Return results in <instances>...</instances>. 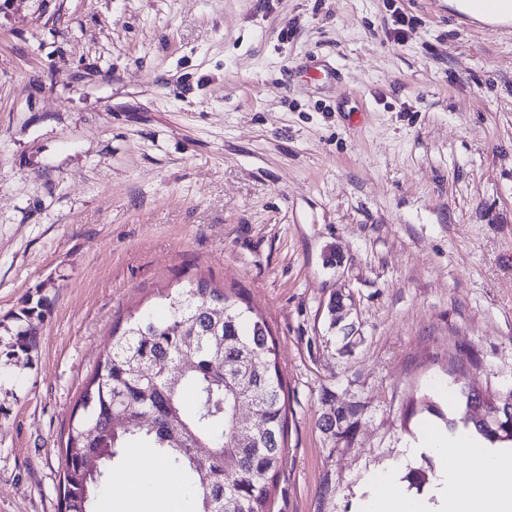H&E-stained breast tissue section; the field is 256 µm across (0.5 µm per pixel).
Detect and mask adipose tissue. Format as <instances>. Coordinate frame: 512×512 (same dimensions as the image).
Wrapping results in <instances>:
<instances>
[{"instance_id": "1", "label": "adipose tissue", "mask_w": 512, "mask_h": 512, "mask_svg": "<svg viewBox=\"0 0 512 512\" xmlns=\"http://www.w3.org/2000/svg\"><path fill=\"white\" fill-rule=\"evenodd\" d=\"M421 445L441 464L438 512H512V451L492 450L477 436L460 433L439 434L433 425H424ZM465 457L467 473H460L453 460ZM122 499L131 505L152 504L157 512H181L184 491L177 478L165 480L159 493L146 492L134 473L118 479ZM375 491L364 512H426L424 503L409 499L396 477L379 475Z\"/></svg>"}]
</instances>
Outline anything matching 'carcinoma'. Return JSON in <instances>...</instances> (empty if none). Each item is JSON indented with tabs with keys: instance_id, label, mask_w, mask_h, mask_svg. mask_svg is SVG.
Segmentation results:
<instances>
[{
	"instance_id": "cac0c4a2",
	"label": "carcinoma",
	"mask_w": 512,
	"mask_h": 512,
	"mask_svg": "<svg viewBox=\"0 0 512 512\" xmlns=\"http://www.w3.org/2000/svg\"><path fill=\"white\" fill-rule=\"evenodd\" d=\"M252 308L200 281L168 298L162 319L143 313L129 320L99 360L81 398L82 412L69 431L62 496L67 512H95L110 473L101 470L85 497V459L115 462L127 441L154 449L181 478L184 512H267L283 460L287 432L284 381L267 323ZM249 404L266 424L250 431L236 409ZM153 413L167 416L163 429L142 424ZM121 414L127 427L110 431ZM472 428L490 443H512V414L483 419L465 411L448 420ZM237 468L224 469L225 458Z\"/></svg>"
}]
</instances>
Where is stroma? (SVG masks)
I'll return each mask as SVG.
<instances>
[{
    "mask_svg": "<svg viewBox=\"0 0 512 512\" xmlns=\"http://www.w3.org/2000/svg\"><path fill=\"white\" fill-rule=\"evenodd\" d=\"M198 280L276 343L267 512L435 476L437 383L512 393V26L449 0H0V512H61L113 334Z\"/></svg>",
    "mask_w": 512,
    "mask_h": 512,
    "instance_id": "35a3bbf8",
    "label": "stroma"
}]
</instances>
